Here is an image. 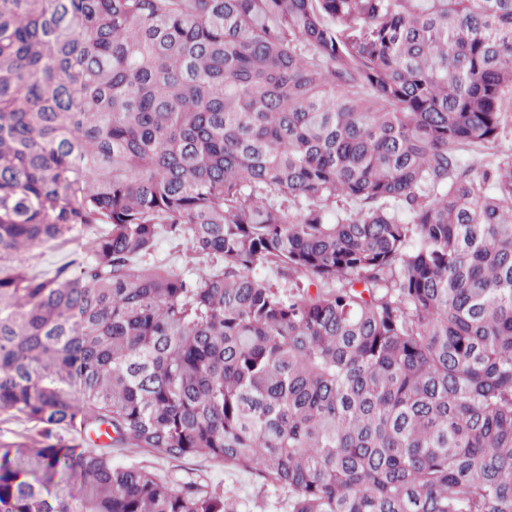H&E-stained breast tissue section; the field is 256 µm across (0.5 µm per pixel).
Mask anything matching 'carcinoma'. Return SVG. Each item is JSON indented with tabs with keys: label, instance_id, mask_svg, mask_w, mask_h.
Here are the masks:
<instances>
[{
	"label": "carcinoma",
	"instance_id": "1",
	"mask_svg": "<svg viewBox=\"0 0 512 512\" xmlns=\"http://www.w3.org/2000/svg\"><path fill=\"white\" fill-rule=\"evenodd\" d=\"M0 411V512H512V0H0ZM88 236L87 229H79L74 241L64 244H51L35 250V257L30 260L38 269L49 270L63 262L75 261L71 268L73 272L79 271V264L83 262V249L81 243ZM182 249V247H176L175 243H172L167 239H161L158 243L155 257L169 261L172 268L178 272H186L189 269H192L193 272H198V269L204 270L205 267L209 265V263L201 261L193 267L192 264L185 266L184 257L181 251ZM37 436L31 423L16 417L9 412H0V442H23L27 438ZM114 463L131 460L161 469L178 484L188 481H206L224 488V496L235 499L239 512H287L286 494L281 490L264 485L255 476L230 467H221L203 458H189L169 462L139 449L113 451Z\"/></svg>",
	"mask_w": 512,
	"mask_h": 512
}]
</instances>
